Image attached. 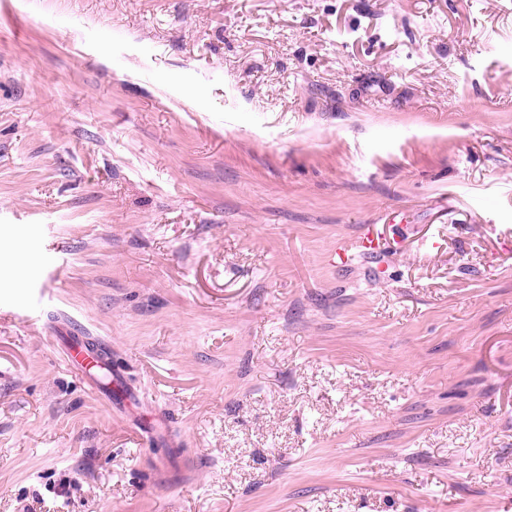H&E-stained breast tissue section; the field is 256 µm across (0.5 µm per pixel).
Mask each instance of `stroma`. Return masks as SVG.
Wrapping results in <instances>:
<instances>
[{
    "label": "stroma",
    "instance_id": "obj_1",
    "mask_svg": "<svg viewBox=\"0 0 512 512\" xmlns=\"http://www.w3.org/2000/svg\"><path fill=\"white\" fill-rule=\"evenodd\" d=\"M0 512H512V0H0ZM89 343L85 336H71L64 349L66 364L84 379L92 370L102 367L103 361L99 356L101 345L95 342V347Z\"/></svg>",
    "mask_w": 512,
    "mask_h": 512
}]
</instances>
